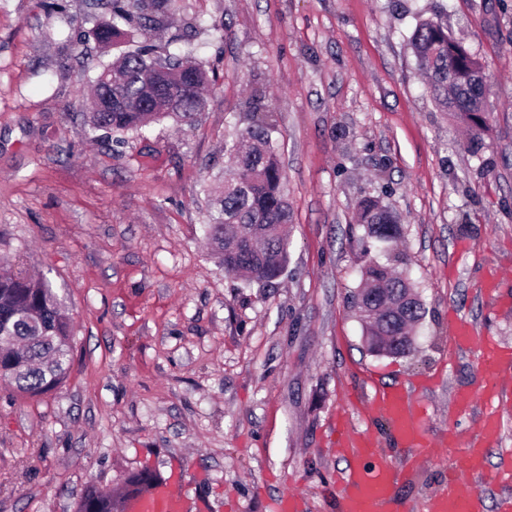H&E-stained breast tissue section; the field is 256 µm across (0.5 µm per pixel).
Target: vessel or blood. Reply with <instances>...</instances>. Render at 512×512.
Masks as SVG:
<instances>
[{
	"instance_id": "1",
	"label": "vessel or blood",
	"mask_w": 512,
	"mask_h": 512,
	"mask_svg": "<svg viewBox=\"0 0 512 512\" xmlns=\"http://www.w3.org/2000/svg\"><path fill=\"white\" fill-rule=\"evenodd\" d=\"M454 339L458 345L478 343L480 354L478 370L482 383L477 390L458 392L455 398L457 411L469 409L475 395L485 397L488 407L482 415L478 434L463 437L455 427L443 432L449 447L463 451L468 471L485 476L494 484L512 482V453L502 455L495 470H487L486 458L490 447L496 445L502 430V416L494 404L499 390L497 378L503 363L512 360V349L501 346L492 338H477L473 324L458 318L453 322ZM419 384L379 385L368 402L370 413L384 418L393 427L398 442L413 451L431 447L427 419L416 410L414 392ZM335 452L344 458L345 470L336 487L337 512H407L406 503L396 495L398 484L410 477L417 466L416 459L396 465L379 452L373 440L361 434L339 430ZM270 512H306L307 500L294 491L272 497L268 502ZM204 504L193 501L188 495L177 492L168 484L159 483L129 504V512H205ZM428 512H484V495L478 490H464L456 477H449L448 485L429 502Z\"/></svg>"
}]
</instances>
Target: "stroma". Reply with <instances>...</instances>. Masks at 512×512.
Segmentation results:
<instances>
[{
  "instance_id": "stroma-1",
  "label": "stroma",
  "mask_w": 512,
  "mask_h": 512,
  "mask_svg": "<svg viewBox=\"0 0 512 512\" xmlns=\"http://www.w3.org/2000/svg\"><path fill=\"white\" fill-rule=\"evenodd\" d=\"M434 20L485 68L491 129L472 148L434 102L411 46ZM220 79L193 125L166 120L123 144L90 131L99 71L142 41L131 33L87 60L71 43L94 21L85 0H0V257L51 283L71 319L64 383L39 397L0 387V512H75L89 486L179 471L211 512H267L300 491L335 512L333 418L373 436L395 464L388 425L362 398L377 384L437 373L420 393L430 432L472 433L482 398L477 347L452 318L512 348V0H180L171 33ZM267 110L291 211L288 265L262 287L225 272L203 239L206 183L224 144ZM400 220L399 265L425 308L416 350L367 351L349 296L367 257L355 202ZM461 451L421 457L398 495L411 512L446 484ZM497 512L504 488L461 470Z\"/></svg>"
}]
</instances>
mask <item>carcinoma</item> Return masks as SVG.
<instances>
[{"instance_id": "obj_1", "label": "carcinoma", "mask_w": 512, "mask_h": 512, "mask_svg": "<svg viewBox=\"0 0 512 512\" xmlns=\"http://www.w3.org/2000/svg\"><path fill=\"white\" fill-rule=\"evenodd\" d=\"M112 20L96 25L91 34L109 47L134 28L147 36L139 48L118 56L103 67L94 81V107L88 118L91 130L124 134L137 132L172 118L190 121L202 111V89L207 72L189 56L171 50L180 42L175 35L165 44L152 41L178 10V0H108ZM416 65L428 78L429 90L439 106L472 125L468 78L471 67L463 45L433 21H423L411 38ZM275 125L268 115L225 145L235 175L204 188L214 210L208 215L207 239L224 270L244 280L268 285L288 263V201L283 170L274 147ZM365 237L397 251L402 227L379 201L358 202ZM351 303L363 325L368 350L404 357L416 350L407 342L424 314V305L408 277L393 266L374 259L365 262L359 288ZM73 334L61 314L56 295L44 281L0 271V377L5 384L30 396L57 388L70 368ZM144 473L131 474L123 492L115 496L95 486L81 496L77 512H121L127 497L145 487Z\"/></svg>"}]
</instances>
